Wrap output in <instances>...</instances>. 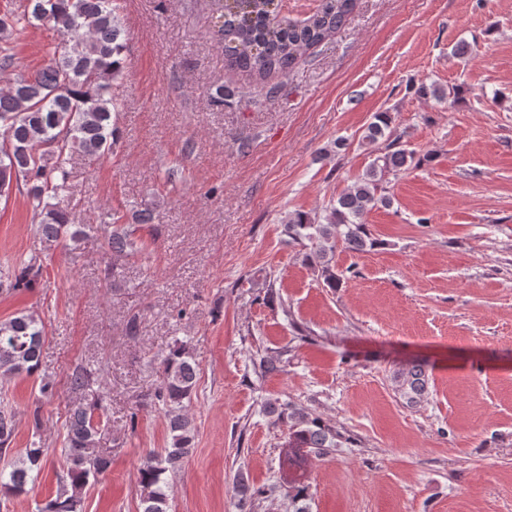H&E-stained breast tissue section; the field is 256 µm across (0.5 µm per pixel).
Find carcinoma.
<instances>
[{
	"mask_svg": "<svg viewBox=\"0 0 512 512\" xmlns=\"http://www.w3.org/2000/svg\"><path fill=\"white\" fill-rule=\"evenodd\" d=\"M217 15L218 40L224 49V67L238 72L253 90L267 98L276 96L285 78L305 59L308 51L332 39L354 13L358 0H317L318 6L303 17L283 12L282 0H209ZM35 20L50 25L57 42L47 52L46 65L32 75L17 77L0 93V196L9 193L15 180H23L40 218L45 242L77 241L84 231L71 223L68 165L76 155L98 159L112 149L118 129L112 124L117 105L112 82L124 72L127 38L114 0H24L17 9L0 15V63L11 61L8 44L14 32ZM459 89L421 85L419 93L444 103ZM403 135L391 127V118L379 112L367 126L364 139L378 156L365 173L329 206L324 220L296 213L288 218V243L307 247L312 261L326 258L341 246L367 252L377 246L364 216L377 206H388L391 196L385 176L398 177L415 164V152L405 148ZM154 213L145 208L129 224L110 225L107 245L117 256L135 253V236ZM37 257L0 271V290L26 287ZM45 327L30 311L0 321V373L31 374L40 366ZM162 382L155 391L169 421L170 446L146 453L139 469L142 512H168L162 475L176 470L191 452L195 424L187 414L196 386L197 364L189 349L179 345L159 360ZM410 393L419 396L425 387L420 364L408 369ZM79 398L68 410L67 437L62 449L64 468L55 495L40 512H82L83 491L90 479L107 471L112 457L99 447L107 419L103 397L94 389L93 369L78 364L68 376ZM290 466L301 469L311 454L338 447L339 434L319 418L288 412ZM16 429L15 412L0 399V456L11 451ZM45 451L37 443L6 473L0 471V488L13 495L26 492L28 480L40 474ZM309 486L288 490L289 512H309L305 500Z\"/></svg>",
	"mask_w": 512,
	"mask_h": 512,
	"instance_id": "carcinoma-1",
	"label": "carcinoma"
}]
</instances>
